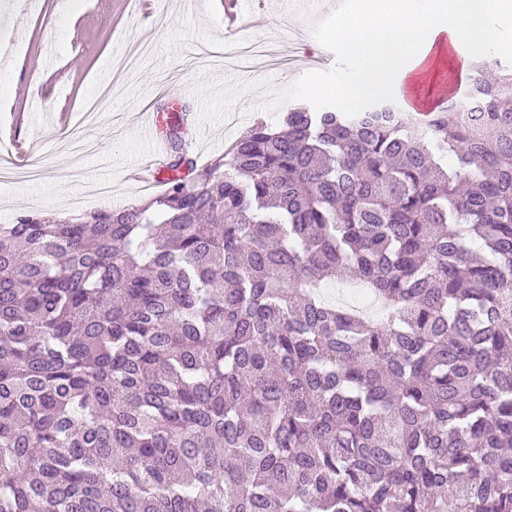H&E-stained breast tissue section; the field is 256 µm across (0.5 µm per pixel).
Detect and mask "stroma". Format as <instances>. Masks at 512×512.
Returning a JSON list of instances; mask_svg holds the SVG:
<instances>
[{"label": "stroma", "mask_w": 512, "mask_h": 512, "mask_svg": "<svg viewBox=\"0 0 512 512\" xmlns=\"http://www.w3.org/2000/svg\"><path fill=\"white\" fill-rule=\"evenodd\" d=\"M0 0V136L29 149L19 173L0 178V224L34 211L80 217L128 206L149 193L127 171L154 154L146 113L183 111L188 146L200 162L223 153L257 119L278 123L299 91L333 81L341 13L336 0L315 12L286 0H257L224 31L219 0H155L142 16L136 0ZM275 45L294 68L242 71L237 43ZM112 184L100 197L97 182Z\"/></svg>", "instance_id": "35a3bbf8"}]
</instances>
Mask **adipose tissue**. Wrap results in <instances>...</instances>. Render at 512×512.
Masks as SVG:
<instances>
[{
	"mask_svg": "<svg viewBox=\"0 0 512 512\" xmlns=\"http://www.w3.org/2000/svg\"><path fill=\"white\" fill-rule=\"evenodd\" d=\"M335 39L352 71L318 87L321 98L350 109L390 97L409 106L440 65L464 79L472 61L512 49V0H348Z\"/></svg>",
	"mask_w": 512,
	"mask_h": 512,
	"instance_id": "adipose-tissue-1",
	"label": "adipose tissue"
}]
</instances>
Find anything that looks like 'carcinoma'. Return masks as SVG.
Masks as SVG:
<instances>
[{"label": "carcinoma", "instance_id": "carcinoma-1", "mask_svg": "<svg viewBox=\"0 0 512 512\" xmlns=\"http://www.w3.org/2000/svg\"><path fill=\"white\" fill-rule=\"evenodd\" d=\"M499 69L421 118L290 108L204 167L170 112L161 192L0 224V512H512ZM348 280L379 316L323 297Z\"/></svg>", "mask_w": 512, "mask_h": 512}]
</instances>
